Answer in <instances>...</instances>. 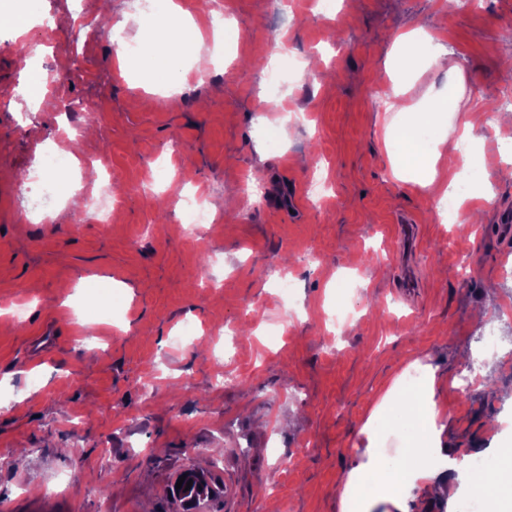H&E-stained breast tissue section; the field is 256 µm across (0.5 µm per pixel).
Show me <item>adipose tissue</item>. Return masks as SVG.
I'll list each match as a JSON object with an SVG mask.
<instances>
[{
  "label": "adipose tissue",
  "mask_w": 512,
  "mask_h": 512,
  "mask_svg": "<svg viewBox=\"0 0 512 512\" xmlns=\"http://www.w3.org/2000/svg\"><path fill=\"white\" fill-rule=\"evenodd\" d=\"M137 22L145 35L142 51L133 59L118 51L120 70L138 74L148 90H174L187 78L181 62L185 47L201 40L192 15L176 0H153L150 12L138 15ZM438 159L435 150H423L416 137H406L395 159V175L405 182L430 184ZM440 385L435 369L426 366L416 395L401 396L391 389L374 406L360 429L367 439V460L350 469L339 490L344 512H376L387 503L398 512H408L409 491L421 487L431 493L447 492L448 474L441 466L448 450L437 399ZM395 415L411 433L403 451L392 456L384 448L383 429ZM468 485L477 501L488 503L490 512H512V453L492 458L484 473Z\"/></svg>",
  "instance_id": "ef3b65f1"
}]
</instances>
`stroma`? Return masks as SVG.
<instances>
[{
	"label": "stroma",
	"mask_w": 512,
	"mask_h": 512,
	"mask_svg": "<svg viewBox=\"0 0 512 512\" xmlns=\"http://www.w3.org/2000/svg\"><path fill=\"white\" fill-rule=\"evenodd\" d=\"M312 2L280 14L273 0H221L237 53L213 71L190 65L169 96L121 76L110 41L70 24L81 7L97 21L100 0H42L59 22L45 59L57 89L20 102L23 59L0 23V308L25 307L0 315V512H183L171 487L189 469L215 488L199 512H342L337 488L365 459L361 425L393 379L414 393V361L444 379L452 467L512 449V357L488 358L469 393L453 383L484 327L512 339L499 319L512 307V223L500 221L512 119L498 107L512 94V0L453 14L439 0H336L326 14ZM418 28L458 64L460 111L477 104L497 122L476 132L493 195L461 184L467 201L447 219L436 209L447 172L427 187L399 181L385 143L394 85L418 106L448 84L425 60L387 73L395 35ZM277 33L288 54L275 59ZM269 58L314 64L274 109L256 65ZM65 97L97 115L95 137L61 142L105 161L111 223L73 224L64 207L17 216L22 175L32 191L71 189L33 152L57 139ZM291 112L305 122L285 126ZM187 168L218 203L216 224L188 222ZM404 220L419 231L411 299L388 255ZM90 282L109 287L112 319L88 317ZM339 300L352 318L336 331ZM188 323L196 332L175 344Z\"/></svg>",
	"instance_id": "obj_1"
}]
</instances>
